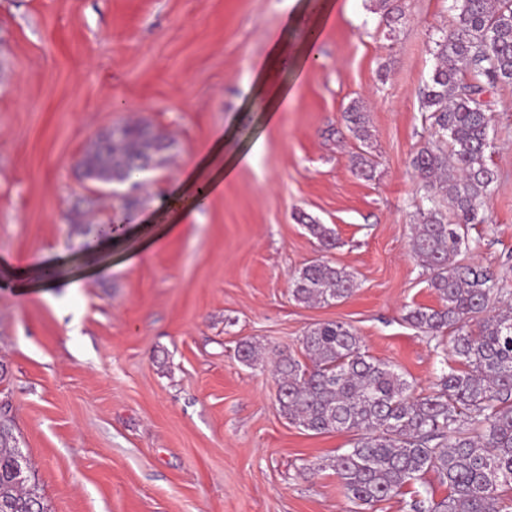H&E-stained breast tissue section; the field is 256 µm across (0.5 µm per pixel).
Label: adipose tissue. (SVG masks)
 <instances>
[{
  "label": "adipose tissue",
  "instance_id": "ef3b65f1",
  "mask_svg": "<svg viewBox=\"0 0 512 512\" xmlns=\"http://www.w3.org/2000/svg\"><path fill=\"white\" fill-rule=\"evenodd\" d=\"M333 8L331 0H321L312 12L291 14L287 20L290 28H304L305 36L296 52H289L283 40L273 41L268 59L254 73L256 82V106L266 115H274L281 102L286 98L287 91L273 81V72L290 68L298 62L308 61L312 50L322 34L325 21Z\"/></svg>",
  "mask_w": 512,
  "mask_h": 512
}]
</instances>
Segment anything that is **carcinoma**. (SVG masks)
<instances>
[{
	"instance_id": "obj_1",
	"label": "carcinoma",
	"mask_w": 512,
	"mask_h": 512,
	"mask_svg": "<svg viewBox=\"0 0 512 512\" xmlns=\"http://www.w3.org/2000/svg\"><path fill=\"white\" fill-rule=\"evenodd\" d=\"M452 9L456 27L435 42L438 64L420 91L431 135L450 152L421 150L412 165L429 200L448 198L459 222H444L433 206L416 225L411 252L429 271L439 306L405 315L446 353L440 390L412 396L408 380L367 355L360 337L337 321L302 336L311 366L290 354L274 359L278 403L289 420L316 434L356 433L333 464L354 505L349 512H375L429 470L448 494L438 501L418 494L411 512H512V305L499 306L502 289L490 269L456 261L464 227L484 221L480 210L497 182L487 165L491 116L481 97L512 83V0H453ZM346 120L358 138L368 136L357 109ZM170 148L146 123H118L81 166L95 183L136 188L134 175L162 166ZM354 290L350 272L317 259L299 272L292 293L299 302L329 303ZM17 458L0 434V512H44L29 479L17 476Z\"/></svg>"
}]
</instances>
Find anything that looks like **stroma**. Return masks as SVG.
<instances>
[{
	"label": "stroma",
	"mask_w": 512,
	"mask_h": 512,
	"mask_svg": "<svg viewBox=\"0 0 512 512\" xmlns=\"http://www.w3.org/2000/svg\"><path fill=\"white\" fill-rule=\"evenodd\" d=\"M397 4L389 25L374 0H338L315 59L280 73L293 94L268 121L252 74L272 39L301 42L283 31L299 0H0V427L46 512H346L331 462L352 433L289 422L269 362L302 358L325 321L350 325L414 394L437 391L443 353L404 319L439 304L410 241L430 205L457 217L427 201L411 161L440 147L420 91L455 13L451 0ZM484 101L497 182L461 258L490 268L507 303L512 83ZM353 105L367 138L343 118ZM138 122L173 141L165 165L134 190L85 180L98 134ZM223 139L262 150L212 171L205 205L164 234L173 192ZM317 259L355 292L295 301ZM244 340L267 361L241 363Z\"/></svg>",
	"instance_id": "obj_1"
}]
</instances>
